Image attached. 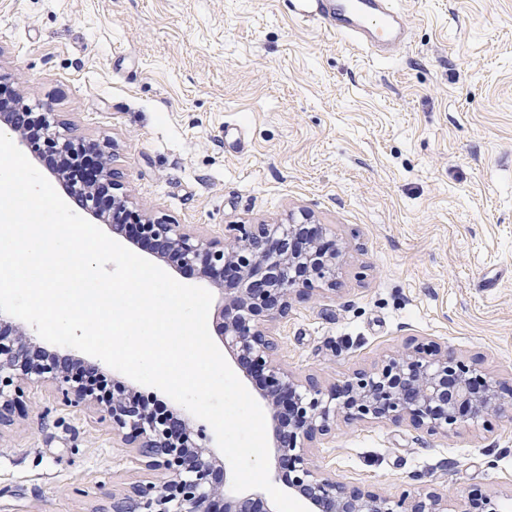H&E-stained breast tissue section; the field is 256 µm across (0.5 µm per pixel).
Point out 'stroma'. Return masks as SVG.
<instances>
[{
    "label": "stroma",
    "instance_id": "1",
    "mask_svg": "<svg viewBox=\"0 0 512 512\" xmlns=\"http://www.w3.org/2000/svg\"><path fill=\"white\" fill-rule=\"evenodd\" d=\"M387 61L288 0H0V71L107 143L133 206L208 235L309 214L350 241L332 290L277 320L279 357L334 383L436 341L512 393V0H399ZM248 141L236 152L225 125ZM0 429V512H96L143 471L45 387ZM312 456L390 495L421 482L512 512V416L448 436L339 427Z\"/></svg>",
    "mask_w": 512,
    "mask_h": 512
}]
</instances>
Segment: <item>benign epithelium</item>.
<instances>
[{
    "label": "benign epithelium",
    "mask_w": 512,
    "mask_h": 512,
    "mask_svg": "<svg viewBox=\"0 0 512 512\" xmlns=\"http://www.w3.org/2000/svg\"><path fill=\"white\" fill-rule=\"evenodd\" d=\"M24 97L0 73V123L31 154H51L60 178L94 168L82 208L94 216L121 209L130 236L149 242L161 257L185 269H199L224 288L232 308H218L217 334L237 354L239 365L259 374L261 397L273 422L275 471L288 473V489L311 512H500L495 496L482 495L466 508L434 490L390 497L378 489L350 484L314 464L309 449L341 423H408L428 435H448L505 411L498 380L438 345L408 344L380 365L359 369L341 383L300 376L279 358L278 338L263 319L288 316L291 301L336 284L350 245L327 239V228L289 218L286 224H233L229 237L209 236L129 210L106 146L74 143L72 128L53 112H31L30 125L16 121ZM41 350L23 329L0 312V427L25 411V388L46 384L64 405L95 409L112 435L135 450V463L160 471L163 481L145 480L126 492L104 493L99 512H272L260 498L223 494L224 472L210 455L207 427L185 417L173 423L144 404L136 392L98 363L55 354L28 360Z\"/></svg>",
    "instance_id": "obj_1"
}]
</instances>
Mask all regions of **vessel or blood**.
<instances>
[{
	"label": "vessel or blood",
	"mask_w": 512,
	"mask_h": 512,
	"mask_svg": "<svg viewBox=\"0 0 512 512\" xmlns=\"http://www.w3.org/2000/svg\"><path fill=\"white\" fill-rule=\"evenodd\" d=\"M292 15L385 57L405 44L409 23L396 0H289Z\"/></svg>",
	"instance_id": "b4317fda"
}]
</instances>
